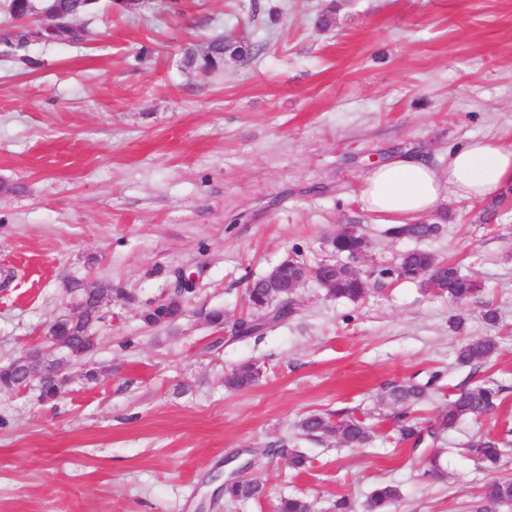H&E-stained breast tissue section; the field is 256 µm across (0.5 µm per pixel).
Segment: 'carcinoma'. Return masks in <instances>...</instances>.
<instances>
[{"mask_svg":"<svg viewBox=\"0 0 512 512\" xmlns=\"http://www.w3.org/2000/svg\"><path fill=\"white\" fill-rule=\"evenodd\" d=\"M58 36H76L75 30L56 26L42 28L30 32L22 37L26 41L30 37L48 38ZM230 52L241 55L246 49L241 46H232L217 39L213 41L209 52L200 58L188 57V62L196 64L203 71H210L218 67L224 58V53ZM438 227L433 224H393L388 228V234L395 238L425 239L433 236ZM361 235L351 231H342L336 234L331 241V247L340 256L348 257L355 254L361 245ZM436 270L442 294L457 304H463L479 295L482 286L479 282L463 275L457 264L450 262L438 265L437 258L425 251H408L401 255L399 266L393 270H381L379 276H394L398 279H409L419 283L424 280L419 274ZM302 273V266L293 265L288 268V277L265 280L263 278L253 281L248 286L247 302L252 312L263 313L272 308L275 299L278 303L280 317L285 319L294 313L292 303L284 302L286 292L292 287V278ZM319 276L327 283V293L331 297L344 298L356 301L362 298L367 291L366 280L355 272L343 267L318 268ZM181 312V302L178 299L165 304L157 303L144 315L150 325H159L171 321ZM94 322L93 311L84 310L67 322L61 329V336L77 352L88 345L89 326ZM497 337L492 334L474 337L464 343L457 352V361L461 365L479 366L486 362L497 350ZM23 374L22 366L10 365L0 369V387L11 390ZM261 376V370L253 363L242 364L224 376V387L230 390L248 389L254 386ZM438 375L433 374L424 382L406 381L392 383L383 390L381 401L393 408L391 420L396 431L398 441L411 442L417 448L425 440H436L435 431H423L414 414V406L427 400L438 389ZM498 390L486 383L465 387L456 392L448 400V412L441 415L440 427L450 430L465 416H478L492 411L496 407ZM302 432L313 439L323 440L334 437L348 448H363L372 442L375 436V425L368 419L358 417L347 412L336 418L328 414H308L298 423ZM508 440L484 437L468 446L469 453L478 462L494 466L501 460L504 445ZM262 455H280L288 458L296 468H304L310 462L308 456L294 447L288 446V441L280 440L273 448L260 450ZM422 477L427 479H441L445 476V469L441 455L430 452L423 455ZM264 494V486L256 480H230L224 484V498L229 501L258 499ZM401 496L398 486L390 483L375 485L366 498L367 512H389L392 504ZM512 505V481H492L484 486L481 493V504L477 512H499V508ZM277 512H314L312 502L303 496H290L283 498L277 505Z\"/></svg>","mask_w":512,"mask_h":512,"instance_id":"cac0c4a2","label":"carcinoma"}]
</instances>
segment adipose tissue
Returning <instances> with one entry per match:
<instances>
[{"label":"adipose tissue","mask_w":512,"mask_h":512,"mask_svg":"<svg viewBox=\"0 0 512 512\" xmlns=\"http://www.w3.org/2000/svg\"><path fill=\"white\" fill-rule=\"evenodd\" d=\"M509 184L512 145L480 137L450 150L442 169L411 153L392 155L366 173L359 201L384 223L403 224L447 197L485 199Z\"/></svg>","instance_id":"obj_1"}]
</instances>
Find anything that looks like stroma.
Masks as SVG:
<instances>
[{"mask_svg":"<svg viewBox=\"0 0 512 512\" xmlns=\"http://www.w3.org/2000/svg\"><path fill=\"white\" fill-rule=\"evenodd\" d=\"M0 0V366L43 344L77 287L109 285L95 348L72 358L52 401L0 390V512H276L308 496L326 512L348 496L364 512L379 482L399 486L393 512H474L482 486L512 480L465 447L512 429V186L482 201L448 198L438 235L395 239L362 210L367 169L417 150L432 160L474 136L512 144V0H94L77 41L40 40ZM332 22L323 25V14ZM250 47L210 72L187 61L211 40ZM358 226L380 267L411 249L459 263L483 292L466 308L411 280L371 277L363 298L328 297L316 281L295 313L245 341L204 318L246 312V283L288 257L316 266L327 241ZM195 290L176 320L144 312ZM500 314L498 348L479 367L456 352ZM464 314L461 329L450 318ZM252 361L258 383L228 391ZM439 389L421 404L438 425L448 398L484 382L490 414L462 419L433 444L444 479L420 478V454L380 424L369 447L303 435L309 413H389L392 382ZM310 459L261 457L266 493L225 500L224 460L280 439Z\"/></svg>","mask_w":512,"mask_h":512,"instance_id":"1","label":"stroma"}]
</instances>
